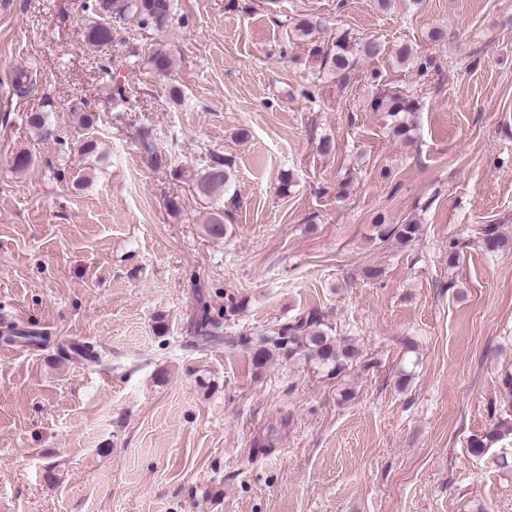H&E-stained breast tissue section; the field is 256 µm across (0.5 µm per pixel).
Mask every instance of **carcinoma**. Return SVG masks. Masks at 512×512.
I'll list each match as a JSON object with an SVG mask.
<instances>
[{
  "instance_id": "obj_1",
  "label": "carcinoma",
  "mask_w": 512,
  "mask_h": 512,
  "mask_svg": "<svg viewBox=\"0 0 512 512\" xmlns=\"http://www.w3.org/2000/svg\"><path fill=\"white\" fill-rule=\"evenodd\" d=\"M92 18L84 27L85 43L100 51L108 45L123 24L134 20L141 29H166L175 16V0H91L88 5ZM380 53V47L373 41H350L347 37L336 40L333 49L324 53V62L329 70L345 82L354 68L356 59L372 58ZM151 69L159 75L169 74L174 67L172 55L163 47L153 49L147 57ZM99 69L109 78L112 109L115 112L125 111L128 103V91L125 81L119 78L112 67V59L99 63ZM372 109L384 112L390 121L392 134L398 139H411L412 125L406 116L417 109L414 99L398 92L384 93L377 96ZM140 151L146 163L153 168L167 165L168 156L158 146L155 139L146 135L140 141ZM233 173L230 163L218 154L211 156L207 168L194 175L193 183L200 196L219 199L231 188ZM206 231L214 238L224 236V211L213 209L206 220ZM420 232L418 224L386 225L380 228V236L384 239L394 238L407 243L416 238ZM481 239L490 252L512 250V238L499 233L497 226L487 224L482 228ZM202 337L206 341L218 339V335L208 330V326H218V321L211 316L208 304L201 305ZM224 343L231 349H241L250 355L254 370L260 371L277 358L288 360L307 359L316 364L329 376L339 375L359 354L355 344L349 340H341L325 323L322 315L314 310L304 312L298 317L283 323H277L258 333H241L237 336L224 337ZM512 432V420H499L489 427L481 436L470 440L472 454L480 455L504 432Z\"/></svg>"
}]
</instances>
